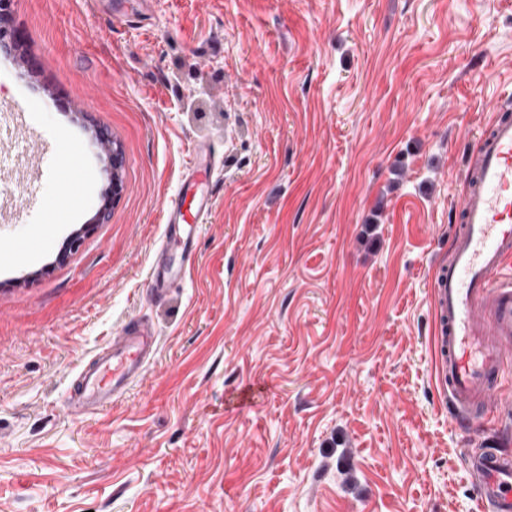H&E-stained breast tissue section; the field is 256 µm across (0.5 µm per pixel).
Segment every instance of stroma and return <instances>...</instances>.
<instances>
[{"label":"stroma","instance_id":"stroma-1","mask_svg":"<svg viewBox=\"0 0 512 512\" xmlns=\"http://www.w3.org/2000/svg\"><path fill=\"white\" fill-rule=\"evenodd\" d=\"M0 26V512H478L428 285L468 149L512 92V0H10ZM123 190L104 218L108 158ZM212 211L164 301L149 268L194 143ZM75 153L66 223L39 205ZM79 244H72V237ZM148 321L143 378L82 419L73 370ZM96 138L100 144L106 147L108 152L109 168L106 171L110 180V188L107 192L109 203L110 199H112V201L116 200L122 190L121 184L119 183L117 177V172L121 165V152L118 148L106 144L109 141V137L106 133L99 132Z\"/></svg>","mask_w":512,"mask_h":512}]
</instances>
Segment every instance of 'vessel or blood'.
Segmentation results:
<instances>
[{
  "mask_svg": "<svg viewBox=\"0 0 512 512\" xmlns=\"http://www.w3.org/2000/svg\"><path fill=\"white\" fill-rule=\"evenodd\" d=\"M213 155L210 144L195 145L182 190L163 207V237L150 266L156 296H165L176 278L167 264L172 242L212 210L207 175ZM456 217L459 228L447 262L430 281V295L436 387L465 429L471 409L490 404L499 374L512 364V280L500 277L512 265L511 101L494 106L491 121L473 142ZM158 345L150 326L121 329L76 369L69 412L81 417L111 407L142 378ZM468 469L482 502L493 512H512L511 466L485 451L470 457Z\"/></svg>",
  "mask_w": 512,
  "mask_h": 512,
  "instance_id": "1",
  "label": "vessel or blood"
}]
</instances>
